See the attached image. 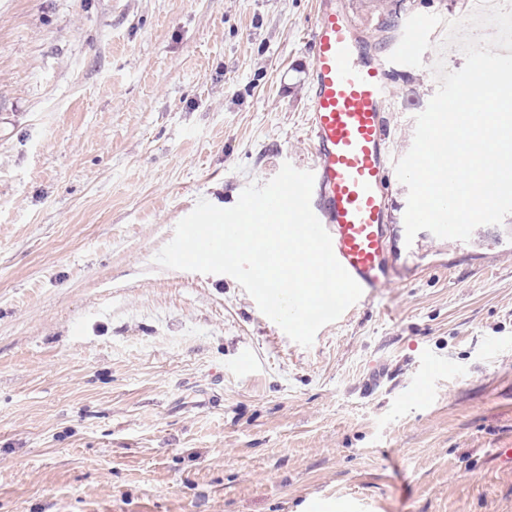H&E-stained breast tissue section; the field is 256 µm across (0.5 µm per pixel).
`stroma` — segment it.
<instances>
[{"label": "stroma", "instance_id": "35a3bbf8", "mask_svg": "<svg viewBox=\"0 0 512 512\" xmlns=\"http://www.w3.org/2000/svg\"><path fill=\"white\" fill-rule=\"evenodd\" d=\"M385 63L392 160L437 91L366 0H0V512H512V242L405 241L292 341L227 274L155 255L198 200L311 159L319 2ZM383 380L370 385L373 369Z\"/></svg>", "mask_w": 512, "mask_h": 512}]
</instances>
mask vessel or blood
<instances>
[{
	"label": "vessel or blood",
	"mask_w": 512,
	"mask_h": 512,
	"mask_svg": "<svg viewBox=\"0 0 512 512\" xmlns=\"http://www.w3.org/2000/svg\"><path fill=\"white\" fill-rule=\"evenodd\" d=\"M312 56L311 207L336 259L369 298L394 272L383 182L391 166L384 120L391 88L382 65L363 57L349 20L325 6L315 14Z\"/></svg>",
	"instance_id": "obj_1"
}]
</instances>
